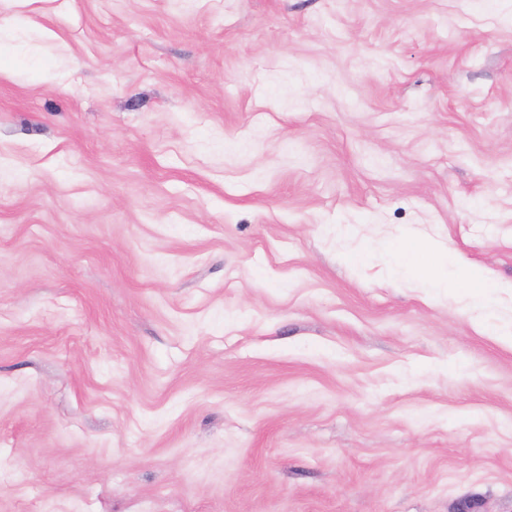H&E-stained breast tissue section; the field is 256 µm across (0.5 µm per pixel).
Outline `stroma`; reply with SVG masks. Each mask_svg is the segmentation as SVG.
Here are the masks:
<instances>
[{
    "label": "stroma",
    "instance_id": "obj_1",
    "mask_svg": "<svg viewBox=\"0 0 512 512\" xmlns=\"http://www.w3.org/2000/svg\"><path fill=\"white\" fill-rule=\"evenodd\" d=\"M331 224L512 282V0H0V512H512V344Z\"/></svg>",
    "mask_w": 512,
    "mask_h": 512
}]
</instances>
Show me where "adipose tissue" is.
I'll return each mask as SVG.
<instances>
[{"instance_id": "ef3b65f1", "label": "adipose tissue", "mask_w": 512, "mask_h": 512, "mask_svg": "<svg viewBox=\"0 0 512 512\" xmlns=\"http://www.w3.org/2000/svg\"><path fill=\"white\" fill-rule=\"evenodd\" d=\"M385 251L393 270L421 282L429 299H440L452 288L464 289L472 306L482 315V333L512 341V320H504L492 312L493 302L502 289L501 282L475 268L452 269L450 255L431 257L428 245L408 237L392 240Z\"/></svg>"}]
</instances>
